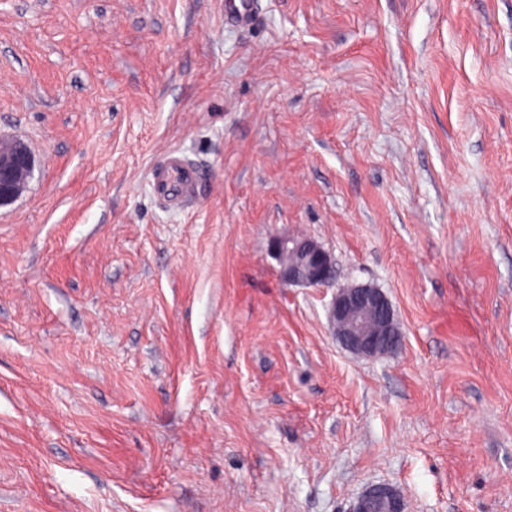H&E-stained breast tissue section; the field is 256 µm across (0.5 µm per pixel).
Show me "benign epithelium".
<instances>
[{
  "mask_svg": "<svg viewBox=\"0 0 512 512\" xmlns=\"http://www.w3.org/2000/svg\"><path fill=\"white\" fill-rule=\"evenodd\" d=\"M34 167V157L23 142L0 143V206L22 194ZM290 246L302 253L303 263L295 268L280 267L279 277L284 286L335 288V262L320 243L311 238L278 237L271 242V252L277 258ZM327 319L336 340L357 356L394 354L402 345L395 310L379 288L370 285L336 288ZM349 512H406V503L394 486L373 484L354 498Z\"/></svg>",
  "mask_w": 512,
  "mask_h": 512,
  "instance_id": "obj_1",
  "label": "benign epithelium"
}]
</instances>
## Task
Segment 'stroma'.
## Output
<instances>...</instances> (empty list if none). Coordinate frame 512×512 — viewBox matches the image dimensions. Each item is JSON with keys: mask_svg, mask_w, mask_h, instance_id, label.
Instances as JSON below:
<instances>
[{"mask_svg": "<svg viewBox=\"0 0 512 512\" xmlns=\"http://www.w3.org/2000/svg\"><path fill=\"white\" fill-rule=\"evenodd\" d=\"M0 0V512H512V0ZM173 151L205 181L161 207ZM307 235L399 353L285 287ZM260 12V0H225L224 24L241 29H250L257 23ZM34 167V157L23 142L0 143V206L22 194ZM327 319L336 340L357 356L394 354L402 345L395 310L379 288H337L327 309ZM406 503L394 486L373 484L354 498L349 512H405Z\"/></svg>", "mask_w": 512, "mask_h": 512, "instance_id": "obj_1", "label": "stroma"}]
</instances>
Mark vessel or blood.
I'll return each mask as SVG.
<instances>
[{
    "instance_id": "obj_1",
    "label": "vessel or blood",
    "mask_w": 512,
    "mask_h": 512,
    "mask_svg": "<svg viewBox=\"0 0 512 512\" xmlns=\"http://www.w3.org/2000/svg\"><path fill=\"white\" fill-rule=\"evenodd\" d=\"M261 12L260 0H224V22L241 29L255 26ZM156 200L179 210L197 202L201 189V171L180 153H169L152 172Z\"/></svg>"
}]
</instances>
